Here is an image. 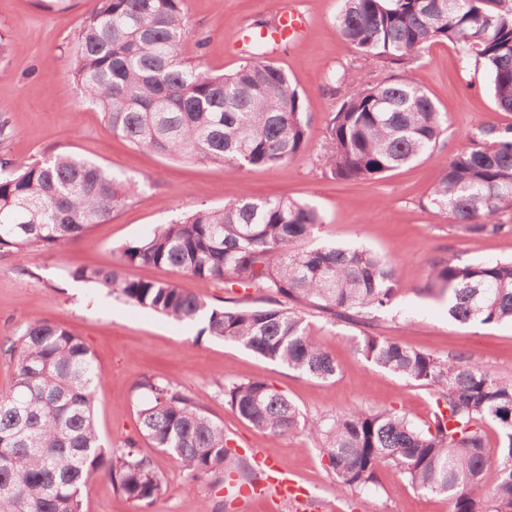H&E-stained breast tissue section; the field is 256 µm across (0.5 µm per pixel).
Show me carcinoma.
Listing matches in <instances>:
<instances>
[{
    "mask_svg": "<svg viewBox=\"0 0 512 512\" xmlns=\"http://www.w3.org/2000/svg\"><path fill=\"white\" fill-rule=\"evenodd\" d=\"M185 2L97 0L77 36L73 75L85 96L112 134L163 156L236 169L293 160L307 145L310 118L288 73L254 54L227 74L189 62L181 52L190 35ZM335 23L361 56L398 70L386 82L360 83L330 120L324 161L337 178L375 179L424 157L447 133L448 114L407 69L438 43L482 63L497 105L512 112V0H342ZM129 198L126 182L75 154L0 160V251L22 260L34 247L62 245L109 221ZM429 204L469 233L503 231L494 217L512 210V125L470 137L448 160ZM321 223L314 208L292 199L244 196L158 225L122 246L117 265L71 275L328 381L339 366L307 317L370 328L400 288L394 265L372 251L304 246ZM139 266H171L253 301H210L140 279L130 272ZM425 291L448 296V315L460 323L512 322V261H437ZM0 346L14 364L13 383L0 393V512H84L99 474L140 512H152L167 485L141 452L142 440L167 454L188 482H224L233 459L224 424L189 392L144 377L136 385L138 436L107 451L93 411L100 369L79 337L35 320ZM356 349L379 368L436 388L433 418L419 425L378 408L308 419L263 380L224 386V401L264 433L307 431L322 443L341 490L367 489L380 468L394 467L413 487L448 498L454 512H476L484 498L486 512H512V381L462 354L444 358L375 333H364ZM490 424L502 437L494 451L485 435ZM494 465L499 480L490 490L484 474Z\"/></svg>",
    "mask_w": 512,
    "mask_h": 512,
    "instance_id": "1",
    "label": "carcinoma"
}]
</instances>
